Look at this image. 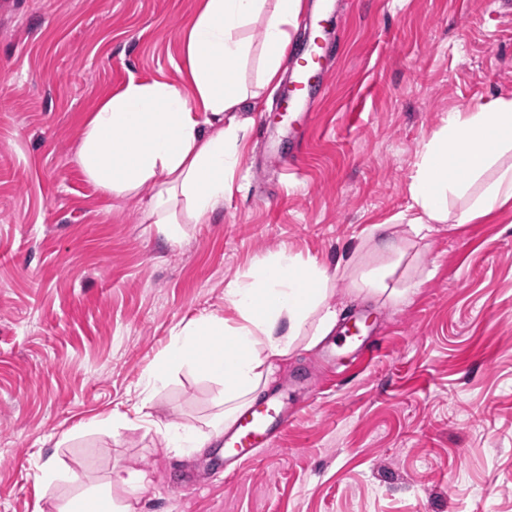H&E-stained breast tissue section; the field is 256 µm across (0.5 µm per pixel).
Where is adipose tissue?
Here are the masks:
<instances>
[{
  "label": "adipose tissue",
  "mask_w": 512,
  "mask_h": 512,
  "mask_svg": "<svg viewBox=\"0 0 512 512\" xmlns=\"http://www.w3.org/2000/svg\"><path fill=\"white\" fill-rule=\"evenodd\" d=\"M302 7L303 0H200L182 35L183 82L129 81L89 114L77 148L88 180L101 193L119 197L154 185L148 215L171 239L179 238L182 220L209 223L242 157L243 126L224 115L258 97L238 74L257 50L261 85L279 78ZM256 22L261 30L255 41L246 30ZM510 150L512 99L450 112L418 156L409 186L411 231L421 235L451 219L468 224L512 207V165H497ZM492 167L496 177L468 207L451 214L449 197L465 195ZM328 280L325 268L280 251L255 266L247 280L226 288L236 324L210 316L173 334L147 384L163 382L170 365L191 363L223 381L224 394L207 431L167 428L168 447L188 454L207 438H222L241 409L267 388L275 359L288 356L297 340L310 349L334 331L338 312L326 302Z\"/></svg>",
  "instance_id": "adipose-tissue-1"
}]
</instances>
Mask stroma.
<instances>
[{
  "instance_id": "stroma-1",
  "label": "stroma",
  "mask_w": 512,
  "mask_h": 512,
  "mask_svg": "<svg viewBox=\"0 0 512 512\" xmlns=\"http://www.w3.org/2000/svg\"><path fill=\"white\" fill-rule=\"evenodd\" d=\"M329 5L339 41L302 160L266 162L293 146L286 61L223 207L173 241L145 219L151 187L103 195L75 154L129 80L181 82L198 0H0V512H56L116 465L145 475L112 488L133 512H512V209L424 237L393 221L446 114L512 96V0ZM284 247L331 270L337 332L367 316L375 349L297 347L269 387L291 424L228 479L214 446L163 438L205 429L220 381L173 365L148 415L125 414L172 334L233 319L228 284ZM382 267L402 301L359 290Z\"/></svg>"
}]
</instances>
